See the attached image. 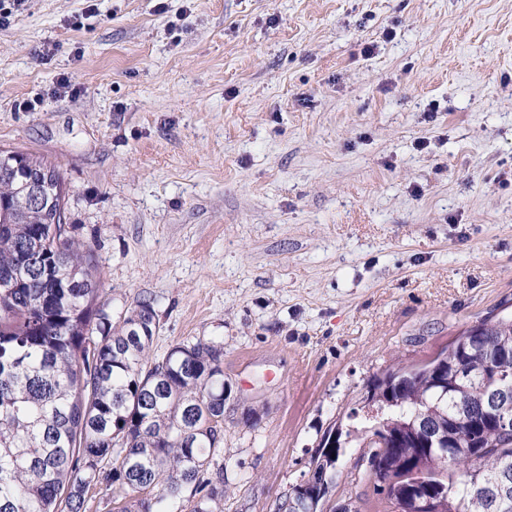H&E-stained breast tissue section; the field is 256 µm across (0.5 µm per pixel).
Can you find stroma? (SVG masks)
<instances>
[{
  "mask_svg": "<svg viewBox=\"0 0 512 512\" xmlns=\"http://www.w3.org/2000/svg\"><path fill=\"white\" fill-rule=\"evenodd\" d=\"M0 149L58 166L150 356L223 346L224 512H277L374 377L512 314V0H25Z\"/></svg>",
  "mask_w": 512,
  "mask_h": 512,
  "instance_id": "stroma-1",
  "label": "stroma"
}]
</instances>
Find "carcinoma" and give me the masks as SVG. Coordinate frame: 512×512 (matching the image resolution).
Instances as JSON below:
<instances>
[{
    "label": "carcinoma",
    "mask_w": 512,
    "mask_h": 512,
    "mask_svg": "<svg viewBox=\"0 0 512 512\" xmlns=\"http://www.w3.org/2000/svg\"><path fill=\"white\" fill-rule=\"evenodd\" d=\"M0 162V512H86L90 489L117 486L104 512H170L189 492L190 512H223L224 347L198 341L151 360L158 326L149 300L112 323L96 259L76 227L53 223L65 198L56 165L23 154ZM49 180L44 204L17 187ZM484 345L450 344L440 357L397 371L379 389L388 402L382 443L364 445L345 479L373 480L384 509L394 496L432 499L430 512H512V491L491 508L489 492L512 473V433L484 419L487 389L512 384V317L482 320ZM462 369L466 380L451 375ZM448 379V393L437 386ZM422 418L450 429L440 447L411 429ZM321 440L313 466L328 484L340 453Z\"/></svg>",
    "instance_id": "obj_1"
}]
</instances>
